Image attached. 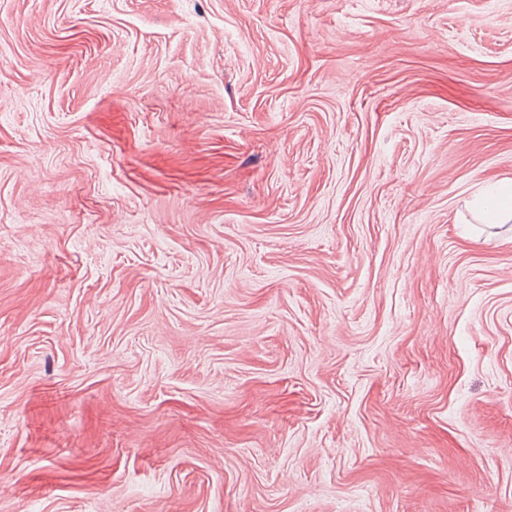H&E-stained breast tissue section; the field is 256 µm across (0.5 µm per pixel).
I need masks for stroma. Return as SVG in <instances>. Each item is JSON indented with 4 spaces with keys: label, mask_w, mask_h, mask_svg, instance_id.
Segmentation results:
<instances>
[{
    "label": "stroma",
    "mask_w": 512,
    "mask_h": 512,
    "mask_svg": "<svg viewBox=\"0 0 512 512\" xmlns=\"http://www.w3.org/2000/svg\"><path fill=\"white\" fill-rule=\"evenodd\" d=\"M512 0H0V512H512ZM485 212L493 222L512 220V185L488 184L485 195Z\"/></svg>",
    "instance_id": "obj_1"
}]
</instances>
